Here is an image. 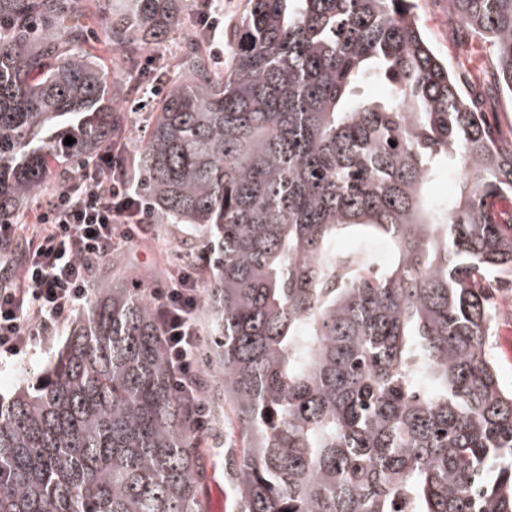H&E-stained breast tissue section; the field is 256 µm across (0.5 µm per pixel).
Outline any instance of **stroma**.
I'll list each match as a JSON object with an SVG mask.
<instances>
[{
  "mask_svg": "<svg viewBox=\"0 0 512 512\" xmlns=\"http://www.w3.org/2000/svg\"><path fill=\"white\" fill-rule=\"evenodd\" d=\"M416 13L433 50L447 59L481 111L486 112L490 121L503 132L512 131V97L498 86L482 41L473 37L467 27L449 14L448 0H417ZM195 29L193 0H181L180 22L166 41L155 49L156 61L168 68H176L183 39ZM160 100V93L150 91L146 86L134 97L121 100L120 105L128 115L126 152H134L147 140ZM151 235L167 242V249L159 250L144 244L126 248L120 255L123 267L136 274L139 287H148L154 281L164 282L166 268L182 263L188 257L199 259L203 256V238L191 234L186 226L157 223L153 225ZM491 304L490 354L504 385L512 387V282L496 290ZM63 342V337L58 336L49 345H35L22 357L0 361V397L9 398L19 389L36 384ZM238 445V436L228 431L223 434L222 444H215L210 433L199 442L204 462L203 476L198 485L199 498L215 512H234L237 506L231 482L234 459L230 451Z\"/></svg>",
  "mask_w": 512,
  "mask_h": 512,
  "instance_id": "stroma-1",
  "label": "stroma"
}]
</instances>
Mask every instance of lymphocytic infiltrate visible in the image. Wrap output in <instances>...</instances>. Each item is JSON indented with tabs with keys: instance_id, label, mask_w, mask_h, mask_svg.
Segmentation results:
<instances>
[{
	"instance_id": "lymphocytic-infiltrate-1",
	"label": "lymphocytic infiltrate",
	"mask_w": 512,
	"mask_h": 512,
	"mask_svg": "<svg viewBox=\"0 0 512 512\" xmlns=\"http://www.w3.org/2000/svg\"><path fill=\"white\" fill-rule=\"evenodd\" d=\"M124 162L123 147L108 145L50 197L0 225L2 237L23 232L30 238L21 266L0 254V357L20 356L60 335L84 303L87 259L111 255L149 233L150 205L119 176ZM198 284L194 269H177L151 292L156 322L183 382L198 367Z\"/></svg>"
}]
</instances>
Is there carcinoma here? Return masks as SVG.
Instances as JSON below:
<instances>
[{
  "label": "carcinoma",
  "instance_id": "cac0c4a2",
  "mask_svg": "<svg viewBox=\"0 0 512 512\" xmlns=\"http://www.w3.org/2000/svg\"><path fill=\"white\" fill-rule=\"evenodd\" d=\"M179 0H126L95 42L82 0H0V224L126 129L113 89L166 84L129 175L206 242L209 372L178 375L146 289L97 260L33 391L0 400V512H202L201 409L228 407L239 512H512V390L489 297L512 274V135L463 91L413 0H247L216 70L139 59ZM512 96V0H448ZM381 81L385 97L368 94ZM71 136L75 142L64 144ZM396 146H391L390 142ZM459 172L449 202L428 197ZM352 236L380 238L375 268Z\"/></svg>",
  "mask_w": 512,
  "mask_h": 512
}]
</instances>
